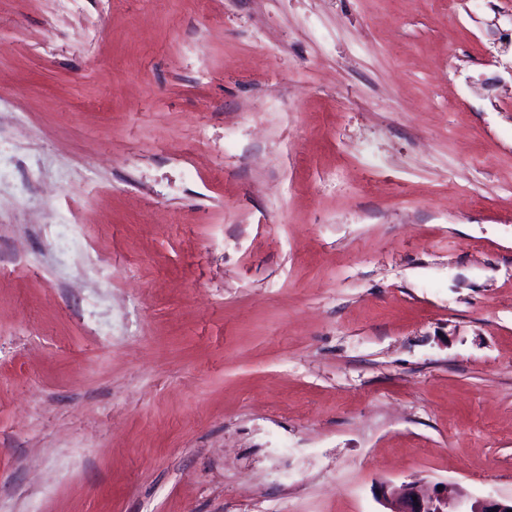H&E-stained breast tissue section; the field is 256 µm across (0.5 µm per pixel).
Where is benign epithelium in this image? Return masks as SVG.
Listing matches in <instances>:
<instances>
[{
    "instance_id": "7a95c632",
    "label": "benign epithelium",
    "mask_w": 512,
    "mask_h": 512,
    "mask_svg": "<svg viewBox=\"0 0 512 512\" xmlns=\"http://www.w3.org/2000/svg\"><path fill=\"white\" fill-rule=\"evenodd\" d=\"M378 497L389 512H512V498L486 497L469 499L460 494L454 502L448 501V489L424 492L414 483L399 490L382 484Z\"/></svg>"
}]
</instances>
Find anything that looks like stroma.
I'll use <instances>...</instances> for the list:
<instances>
[{
    "mask_svg": "<svg viewBox=\"0 0 512 512\" xmlns=\"http://www.w3.org/2000/svg\"><path fill=\"white\" fill-rule=\"evenodd\" d=\"M512 0H0V512L512 496Z\"/></svg>",
    "mask_w": 512,
    "mask_h": 512,
    "instance_id": "35a3bbf8",
    "label": "stroma"
}]
</instances>
